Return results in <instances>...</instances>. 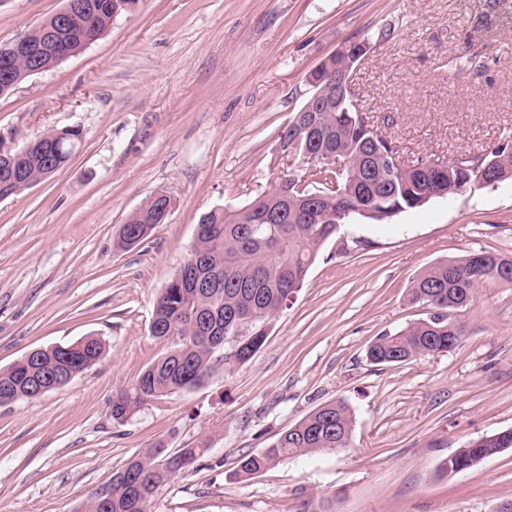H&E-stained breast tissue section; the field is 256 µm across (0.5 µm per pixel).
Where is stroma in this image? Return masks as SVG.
Wrapping results in <instances>:
<instances>
[{
	"instance_id": "stroma-1",
	"label": "stroma",
	"mask_w": 512,
	"mask_h": 512,
	"mask_svg": "<svg viewBox=\"0 0 512 512\" xmlns=\"http://www.w3.org/2000/svg\"><path fill=\"white\" fill-rule=\"evenodd\" d=\"M64 0H0V44ZM395 37L380 44L385 27ZM492 40L485 79L448 60ZM371 41L353 74L367 116L409 160L449 161L512 137V0H137L99 39L0 96L14 145L77 127L52 177L0 201V370L88 336L99 360L38 398L0 407V512H81L146 448L199 447L152 512H496L512 500V448L456 474L448 455L512 429V284L490 278L455 350L397 366L366 356L424 318L408 293L426 267L469 251L512 256V181L435 198L326 243L264 345L203 385L123 423L112 395L169 348L149 324L200 218L270 192L280 142L311 93L308 73ZM166 223L130 250L122 224L150 196ZM348 404L347 448L288 458L241 480L240 459L317 407Z\"/></svg>"
}]
</instances>
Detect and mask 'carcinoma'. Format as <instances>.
I'll list each match as a JSON object with an SVG mask.
<instances>
[{
	"mask_svg": "<svg viewBox=\"0 0 512 512\" xmlns=\"http://www.w3.org/2000/svg\"><path fill=\"white\" fill-rule=\"evenodd\" d=\"M91 2L93 12L72 19L70 39L86 30L102 34L126 11L125 0ZM491 47L488 40L476 50L448 59V72L461 80L484 75ZM342 63L340 54L321 61L308 76L311 94L334 80L336 66ZM345 107L346 114L316 113L315 139L302 137L288 143V173L271 192L235 210L213 209L207 220L198 224L200 231L182 272L160 292L153 306L150 334L171 340L170 350L113 394V420L124 422L155 398L202 385L219 364L227 369L248 361L265 343L278 305L303 286L321 246L340 234L341 224L333 222L332 214L345 212L342 224L356 219L385 224L400 212L418 208V201L425 196L434 199L456 194L461 178H470L472 185L480 178L494 184L512 180L511 139L488 151V158L496 163L484 171L476 167L474 154L458 158V167L450 171L437 169L427 160L410 164L393 141L373 136L359 103L348 101ZM45 136L44 144L54 148L51 153L37 148L23 159L13 153L0 155V186L7 182L11 194L21 193L23 188L11 181L13 173L21 168L26 181L40 182L61 169L79 143V133L72 128L49 130ZM323 148L343 161V171L330 163L312 166L302 161L306 153ZM384 150L395 155L402 169L391 181L383 177ZM301 182L305 186L300 190ZM169 203L166 195L144 202L120 228L119 246L128 248L145 229L165 223L162 210ZM491 277L492 269L479 265L475 252L428 267L414 280L409 299L432 309V315L399 332L377 337L367 356L376 364L396 366L446 353L450 340L459 346L465 336L459 313L468 306L476 288ZM242 310L250 312L252 324L237 349H218L207 342L208 335H233L236 314ZM103 349L100 339L86 337L65 350L57 346L41 351L26 366L15 363L0 370V406L29 397L35 384L52 387L58 374L83 372L97 362ZM353 423L346 403L324 404L267 448L244 456L237 475L246 478L288 457L345 448ZM510 442L512 437L496 433L481 437L476 446L448 456L444 469L461 458L474 467L483 462L486 449ZM201 452L200 448H180L173 453L160 447L145 449L115 473L107 487L86 499L84 512H151L157 489L193 467Z\"/></svg>",
	"mask_w": 512,
	"mask_h": 512,
	"instance_id": "carcinoma-1",
	"label": "carcinoma"
}]
</instances>
